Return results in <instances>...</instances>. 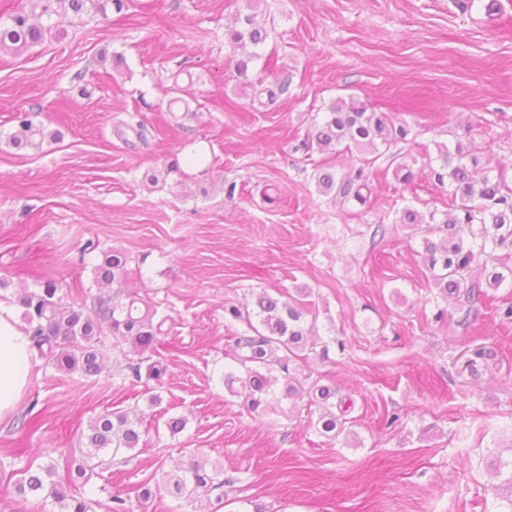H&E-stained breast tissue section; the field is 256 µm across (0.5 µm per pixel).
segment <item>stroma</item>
I'll return each mask as SVG.
<instances>
[{
    "mask_svg": "<svg viewBox=\"0 0 512 512\" xmlns=\"http://www.w3.org/2000/svg\"><path fill=\"white\" fill-rule=\"evenodd\" d=\"M499 3L490 15L481 0H262L272 36L251 76L291 85L258 109L224 41L235 0H130L127 11L80 18L61 10L47 17L45 44L0 52V302L15 306L39 277L68 301L94 287L81 260L91 243L123 251L142 272L129 289L169 316L158 383L114 366L126 343L112 335L96 375L32 359L19 404L0 420V512H41L7 473L27 458L65 473L90 420L118 410L141 413L145 436L92 471L103 503L195 459L232 480L217 512H497L496 467L512 458V323L497 309L512 288L490 291L470 330L449 326L454 304L419 256L425 227L396 218L407 206L447 211L429 177L438 145L467 138L484 169L512 166V0ZM116 53L126 69H114ZM177 94L193 117L169 112ZM411 94L424 110L405 108ZM349 95L412 129L376 162L367 208L319 193L323 154L294 150L326 105ZM19 112L43 128L40 148L12 144ZM130 116L148 144L117 136ZM193 144L208 153L207 173L164 175ZM395 160L413 184L395 178ZM149 170L161 178L148 187ZM268 184L280 191L272 205L260 195ZM378 224L388 229L380 241ZM298 288L310 291L319 345L301 369L354 401L350 433L334 439L316 432L307 399L251 414L222 382L234 365L225 306ZM174 415L186 420L176 435L165 427Z\"/></svg>",
    "mask_w": 512,
    "mask_h": 512,
    "instance_id": "obj_1",
    "label": "stroma"
}]
</instances>
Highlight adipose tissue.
Instances as JSON below:
<instances>
[{
    "mask_svg": "<svg viewBox=\"0 0 512 512\" xmlns=\"http://www.w3.org/2000/svg\"><path fill=\"white\" fill-rule=\"evenodd\" d=\"M32 353L14 311L0 306V419L9 416L28 382Z\"/></svg>",
    "mask_w": 512,
    "mask_h": 512,
    "instance_id": "1",
    "label": "adipose tissue"
}]
</instances>
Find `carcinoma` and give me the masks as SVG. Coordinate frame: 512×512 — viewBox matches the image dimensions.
I'll return each mask as SVG.
<instances>
[{"instance_id": "1", "label": "carcinoma", "mask_w": 512, "mask_h": 512, "mask_svg": "<svg viewBox=\"0 0 512 512\" xmlns=\"http://www.w3.org/2000/svg\"><path fill=\"white\" fill-rule=\"evenodd\" d=\"M63 8L75 14L90 9L104 12L112 6L120 13L128 7V0H56ZM244 9L236 14L234 24L224 29V40L233 48L234 71L237 81L252 90L253 100L263 107L273 105L288 93L290 78L283 77L263 85L250 78L253 64L262 57V49L271 30L256 20L259 0H242ZM52 27L33 20L21 9L11 18V24L0 28V51L21 53L44 42L51 36ZM17 130L12 140L17 146L37 149L42 145L44 130L34 125L28 115L16 113ZM411 130L385 112H377L354 98L338 97L326 107L322 122L301 141L297 149L310 154L353 149L364 155L363 166L353 173L341 174L336 166L323 163L315 168L318 191L341 203L366 207L371 205V182L376 172L375 160L365 157L378 146L391 147L407 140ZM437 165L430 168V179L440 187H448L452 201L444 218L438 220L429 214V223L435 230L446 233L441 240L426 237L422 240L420 257L432 273L438 294L455 300L456 316L450 324L467 330L480 314V305L487 289L502 287L512 280V178L504 169L497 173H478L481 164L479 148L472 141H457L454 150L438 147ZM503 250L495 257V264L487 265L492 252ZM96 282L103 285L128 280L133 272L128 268L125 254L116 250L101 252L93 258ZM57 284L52 280L39 283L38 288L25 291L18 299L21 318L30 348L39 358L56 369L74 374L94 375L104 368V355L99 346L107 333L127 341L134 354L155 353L165 335L168 317L158 313L136 292L125 294L100 290L64 303L56 297ZM225 314L232 321L246 323L247 329L228 339L232 358L241 370L224 371V389L241 399L250 413H260L283 401L302 394L296 385V372L291 366L306 359V352L314 349L310 343L312 326L307 318L310 308L299 299L282 292L264 291L256 296L252 308L231 306ZM136 379L147 375L161 379L165 367L159 360L142 366L128 364ZM146 373H141V369ZM310 401L321 413L316 429L325 436L336 437L351 423V406L345 400H336V388L331 383L315 380L308 391ZM142 420L123 411H107L93 418L86 430L81 456L67 466V483L77 485L92 470L90 462L102 456L116 457L137 448L142 440ZM507 469V477L500 490L504 508L512 510V461L499 464ZM55 466L28 465L16 482L17 493L43 505L47 502L58 512H95L102 503L79 492L68 495L54 480ZM224 467H207L192 460L162 474L161 480L144 481L134 489L141 506L162 498H171L193 506V512H211L209 494L224 486Z\"/></svg>"}]
</instances>
